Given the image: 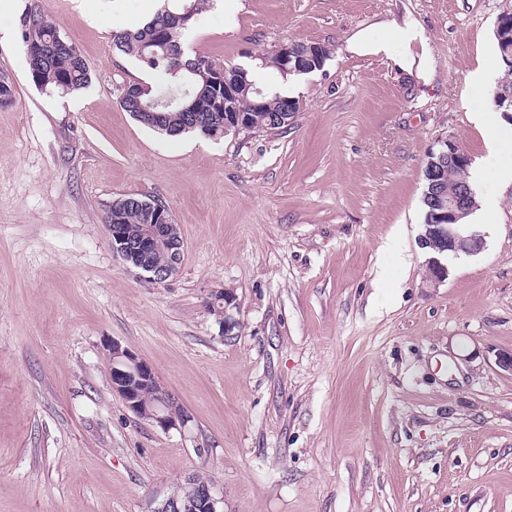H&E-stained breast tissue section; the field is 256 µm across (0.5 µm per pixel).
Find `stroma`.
Wrapping results in <instances>:
<instances>
[{
	"instance_id": "1",
	"label": "stroma",
	"mask_w": 512,
	"mask_h": 512,
	"mask_svg": "<svg viewBox=\"0 0 512 512\" xmlns=\"http://www.w3.org/2000/svg\"><path fill=\"white\" fill-rule=\"evenodd\" d=\"M90 73L37 88L18 40L31 5ZM161 0H14L0 10V512H153L196 476L224 512H512V183L474 182L484 248L431 284L422 170L440 137L473 162L488 140L467 99L500 75L494 31L512 0H215L187 53L290 82V126L170 137L120 103L158 75L116 52L115 24ZM421 23L430 80L344 52ZM318 42L320 70L260 65ZM489 71L474 93L468 72ZM128 195L168 204L176 275L150 281L112 248ZM233 290L235 326L208 303ZM135 352L190 414L163 431L112 389L111 342Z\"/></svg>"
}]
</instances>
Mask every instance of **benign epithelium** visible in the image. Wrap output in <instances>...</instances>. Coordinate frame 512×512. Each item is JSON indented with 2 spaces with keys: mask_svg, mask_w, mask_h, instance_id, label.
<instances>
[{
  "mask_svg": "<svg viewBox=\"0 0 512 512\" xmlns=\"http://www.w3.org/2000/svg\"><path fill=\"white\" fill-rule=\"evenodd\" d=\"M282 67L289 72L310 71L321 66L322 52L319 43H303L299 46L283 44L274 53ZM237 88L224 85V134L237 133L250 128L249 121L234 105ZM434 158L428 169L429 193L432 195L433 218L427 231L420 237L422 247H432L434 252L428 260L430 281L439 284L448 278V264L444 259L460 255H474L483 249L482 235L472 229L471 225L459 222L463 216L472 214L477 208L475 193L463 182L455 193L446 195L443 187L447 180V166L466 168L471 164L470 156L458 143L448 137L434 142L429 150ZM107 231L112 239L114 252L126 263L132 261L130 251L126 248L125 230L122 224H108ZM169 241L175 248V256L166 266L155 267L145 262H135L134 266L149 274L154 282H164L174 276L181 263L183 240L180 239L177 224L169 206L151 208L147 224L143 225L142 236L134 251L148 255L164 242ZM224 301V330L234 326L230 310L235 307V294L230 289L218 291L214 301ZM112 361V389L123 400L127 408L137 417L149 421L164 431L181 429L190 421L187 411L177 409L174 395L165 387L157 390L156 399L150 405L140 400V389L158 382L155 372L149 364L138 355L114 341L109 346ZM188 488L187 496L181 505L171 498L164 499L154 512H224V493L210 482L196 484V479L184 480Z\"/></svg>",
  "mask_w": 512,
  "mask_h": 512,
  "instance_id": "1",
  "label": "benign epithelium"
}]
</instances>
